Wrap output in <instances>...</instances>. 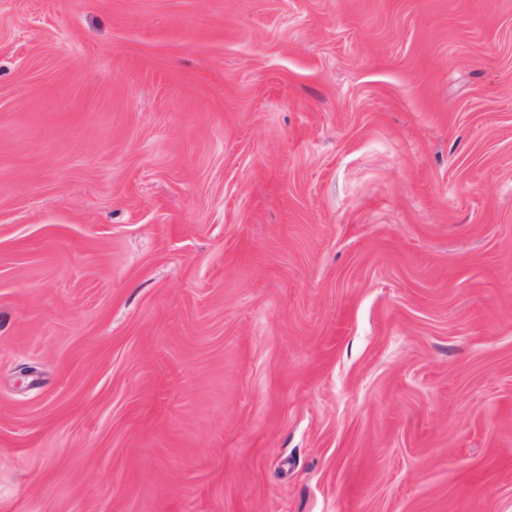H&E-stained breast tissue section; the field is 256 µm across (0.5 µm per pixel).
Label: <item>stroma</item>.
<instances>
[{"label":"stroma","instance_id":"stroma-1","mask_svg":"<svg viewBox=\"0 0 512 512\" xmlns=\"http://www.w3.org/2000/svg\"><path fill=\"white\" fill-rule=\"evenodd\" d=\"M0 512H512V0H0Z\"/></svg>","mask_w":512,"mask_h":512}]
</instances>
